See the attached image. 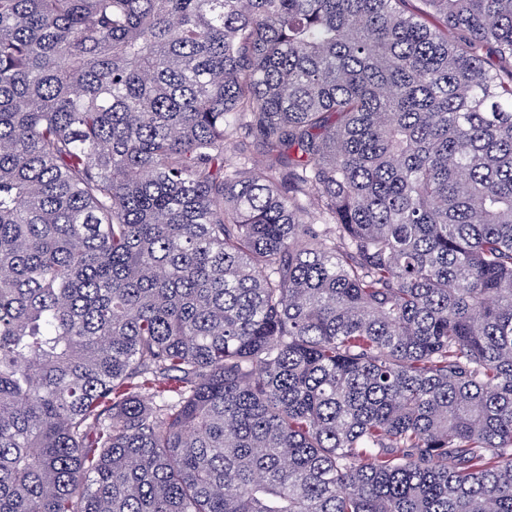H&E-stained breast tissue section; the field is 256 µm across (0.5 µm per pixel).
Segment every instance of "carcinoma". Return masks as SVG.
<instances>
[{"instance_id": "carcinoma-1", "label": "carcinoma", "mask_w": 512, "mask_h": 512, "mask_svg": "<svg viewBox=\"0 0 512 512\" xmlns=\"http://www.w3.org/2000/svg\"><path fill=\"white\" fill-rule=\"evenodd\" d=\"M406 2L0 0V512H512V0Z\"/></svg>"}]
</instances>
